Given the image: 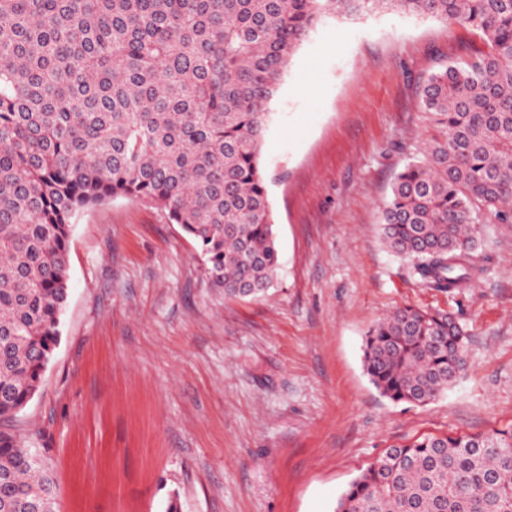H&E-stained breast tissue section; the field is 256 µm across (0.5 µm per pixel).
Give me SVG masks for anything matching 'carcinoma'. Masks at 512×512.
Here are the masks:
<instances>
[{
  "label": "carcinoma",
  "mask_w": 512,
  "mask_h": 512,
  "mask_svg": "<svg viewBox=\"0 0 512 512\" xmlns=\"http://www.w3.org/2000/svg\"><path fill=\"white\" fill-rule=\"evenodd\" d=\"M480 33L420 106L443 127L381 211L392 252L454 291L481 271L478 225L512 224V0H0V512H55V481L6 428L60 341L77 216L116 198L163 210L226 297H262L279 257L263 137L289 60L326 18L382 11ZM450 314L373 325L363 367L422 406L467 366ZM335 512H512V425L389 449Z\"/></svg>",
  "instance_id": "obj_1"
}]
</instances>
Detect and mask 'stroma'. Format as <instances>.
<instances>
[{
	"label": "stroma",
	"mask_w": 512,
	"mask_h": 512,
	"mask_svg": "<svg viewBox=\"0 0 512 512\" xmlns=\"http://www.w3.org/2000/svg\"><path fill=\"white\" fill-rule=\"evenodd\" d=\"M481 41L394 12L333 16L293 55L262 163L281 269L259 299L210 288L178 225L117 199L80 214L61 341L11 427L57 512H334L389 448L512 424V224L480 227L474 287L421 280L381 239L383 203L439 134L420 106ZM406 305L458 315L467 368L417 407L382 397L367 330Z\"/></svg>",
	"instance_id": "obj_1"
}]
</instances>
